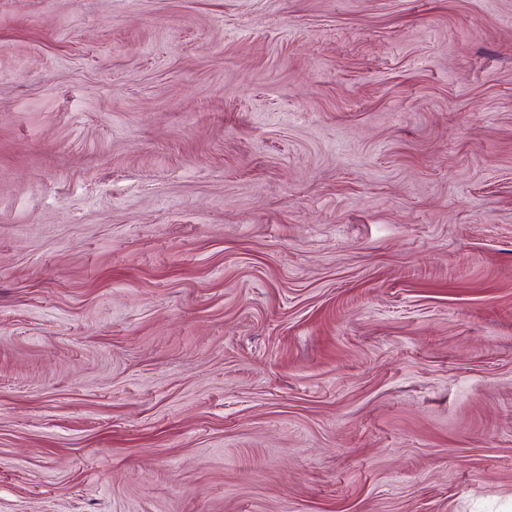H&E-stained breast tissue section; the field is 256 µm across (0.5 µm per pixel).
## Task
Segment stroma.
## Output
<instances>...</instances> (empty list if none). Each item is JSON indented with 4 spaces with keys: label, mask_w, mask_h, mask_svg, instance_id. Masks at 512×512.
Listing matches in <instances>:
<instances>
[{
    "label": "stroma",
    "mask_w": 512,
    "mask_h": 512,
    "mask_svg": "<svg viewBox=\"0 0 512 512\" xmlns=\"http://www.w3.org/2000/svg\"><path fill=\"white\" fill-rule=\"evenodd\" d=\"M0 512H512V0H0Z\"/></svg>",
    "instance_id": "1"
}]
</instances>
